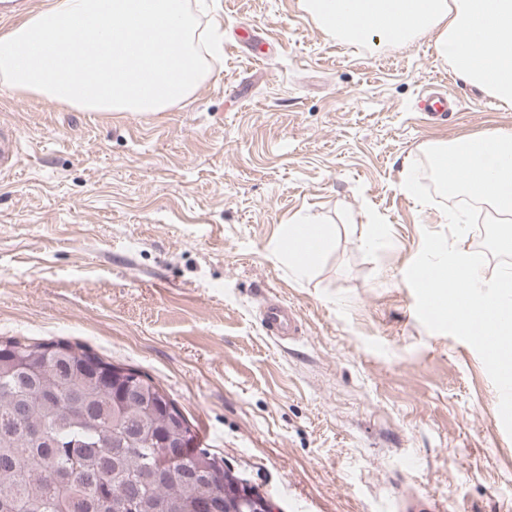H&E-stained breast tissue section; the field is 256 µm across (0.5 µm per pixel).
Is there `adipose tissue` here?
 I'll use <instances>...</instances> for the list:
<instances>
[{
    "label": "adipose tissue",
    "mask_w": 512,
    "mask_h": 512,
    "mask_svg": "<svg viewBox=\"0 0 512 512\" xmlns=\"http://www.w3.org/2000/svg\"><path fill=\"white\" fill-rule=\"evenodd\" d=\"M303 8L342 42L405 44L433 35L437 57L512 110V0H303ZM330 239L318 218H293L288 263L306 277Z\"/></svg>",
    "instance_id": "adipose-tissue-1"
}]
</instances>
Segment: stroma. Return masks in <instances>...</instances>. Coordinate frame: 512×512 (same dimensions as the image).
<instances>
[{"instance_id":"35a3bbf8","label":"stroma","mask_w":512,"mask_h":512,"mask_svg":"<svg viewBox=\"0 0 512 512\" xmlns=\"http://www.w3.org/2000/svg\"><path fill=\"white\" fill-rule=\"evenodd\" d=\"M220 55L163 112H86L0 83V336L65 339L150 376L273 512H512V436L475 349L418 320L405 272L438 206L399 189L430 140L512 112L409 45L343 44L300 0H207ZM253 26L262 61L243 41ZM458 106L423 115L424 91ZM330 243L307 278L275 244ZM276 298L301 333L277 341ZM18 138L14 133L0 128V171H9L17 163ZM329 224H321L317 217H293L284 234L288 244V263L300 278L308 276L314 259L324 250L330 239ZM306 246L302 248V245ZM297 246L304 252L299 253ZM261 323L270 335L280 339H290L300 330L295 312L276 299H269L266 302Z\"/></svg>"}]
</instances>
